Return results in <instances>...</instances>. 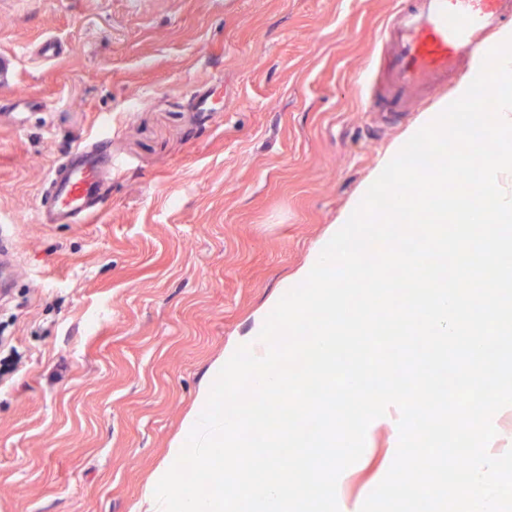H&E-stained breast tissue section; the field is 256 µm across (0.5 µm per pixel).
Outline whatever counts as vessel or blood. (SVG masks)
I'll return each instance as SVG.
<instances>
[{"label":"vessel or blood","mask_w":512,"mask_h":512,"mask_svg":"<svg viewBox=\"0 0 512 512\" xmlns=\"http://www.w3.org/2000/svg\"><path fill=\"white\" fill-rule=\"evenodd\" d=\"M512 19V0H403L381 33L390 47L384 82L364 88L369 114L416 112L445 87L449 72L486 54L493 35ZM115 163L101 141L70 150L40 196L45 224H86L102 209Z\"/></svg>","instance_id":"vessel-or-blood-1"}]
</instances>
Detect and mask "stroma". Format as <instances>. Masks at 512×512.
<instances>
[{
    "label": "stroma",
    "mask_w": 512,
    "mask_h": 512,
    "mask_svg": "<svg viewBox=\"0 0 512 512\" xmlns=\"http://www.w3.org/2000/svg\"><path fill=\"white\" fill-rule=\"evenodd\" d=\"M401 0H0V512H145L214 367L255 355L272 300L338 231L418 118L370 122ZM46 37L53 60L32 54ZM215 82L216 109L195 92ZM24 116L7 110L17 94ZM120 163L89 224L41 223L71 146ZM374 420L340 483L371 493L396 450Z\"/></svg>",
    "instance_id": "35a3bbf8"
}]
</instances>
